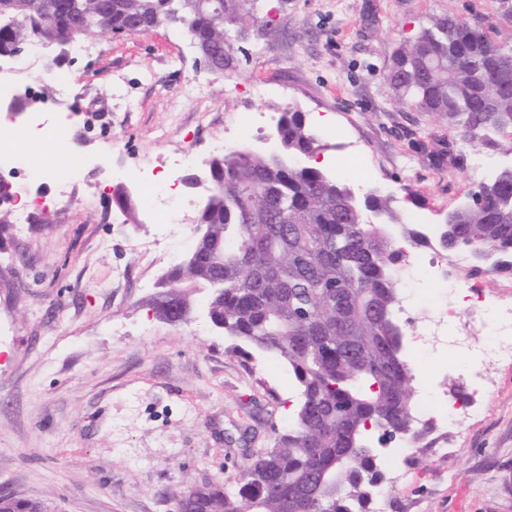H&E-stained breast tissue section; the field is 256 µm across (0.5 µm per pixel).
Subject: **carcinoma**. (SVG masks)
I'll use <instances>...</instances> for the list:
<instances>
[{
    "label": "carcinoma",
    "instance_id": "obj_1",
    "mask_svg": "<svg viewBox=\"0 0 512 512\" xmlns=\"http://www.w3.org/2000/svg\"><path fill=\"white\" fill-rule=\"evenodd\" d=\"M223 17L199 0H0V55L43 42L64 58L83 27L125 35L136 24L180 25L209 44L215 73L235 60L228 21L240 34L262 0H222ZM396 100L434 113L473 147L497 146L512 127V32L491 39L480 21L431 20L394 50L387 74ZM281 152L245 146L208 161L212 192L200 210V248L161 279L149 302L182 320L207 290L208 316L224 334L275 354L299 391L288 430L246 454L236 486L175 494L177 512H371L383 476L372 437L412 445L429 430L414 414L406 335L394 319L401 257L393 228L404 218L387 195L359 202L341 178L309 164L325 148L301 113L281 112ZM382 216L374 223L366 212ZM436 242L469 241L478 273L512 266V166L482 182L436 227ZM0 512H47L41 501L0 495Z\"/></svg>",
    "mask_w": 512,
    "mask_h": 512
}]
</instances>
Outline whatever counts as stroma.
<instances>
[{
	"label": "stroma",
	"instance_id": "obj_1",
	"mask_svg": "<svg viewBox=\"0 0 512 512\" xmlns=\"http://www.w3.org/2000/svg\"><path fill=\"white\" fill-rule=\"evenodd\" d=\"M274 36L245 42L237 68L195 63L180 26L86 39L59 71L63 94L34 111L75 130L60 165L81 161L67 184L47 182L48 211L0 248V493L50 512H175L169 493L236 476L247 450L287 429L298 389L287 363L237 344L213 326L205 291L185 321L149 301L192 249L211 183L215 142L260 148L236 135L240 113L302 112L326 148L329 173L358 198L391 196L410 229L430 233L489 173L512 165L502 145L473 149L431 113L396 102L386 74L393 51L434 17L512 28L500 0H264ZM191 155L170 172L176 223L138 211L128 221L113 192L158 158ZM199 184H189L190 176ZM436 279L411 286L406 335L448 299ZM415 388L474 392L467 425L432 428L419 443L384 451L379 512H512V360L473 374L447 346L411 350Z\"/></svg>",
	"mask_w": 512,
	"mask_h": 512
}]
</instances>
